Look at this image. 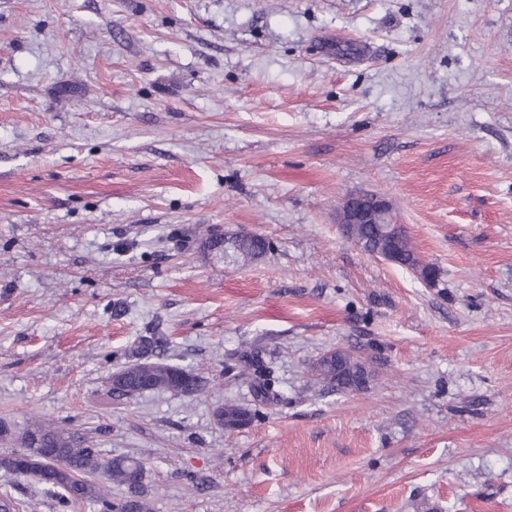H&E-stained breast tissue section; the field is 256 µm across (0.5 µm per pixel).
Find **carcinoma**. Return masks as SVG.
I'll use <instances>...</instances> for the list:
<instances>
[{"mask_svg": "<svg viewBox=\"0 0 512 512\" xmlns=\"http://www.w3.org/2000/svg\"><path fill=\"white\" fill-rule=\"evenodd\" d=\"M261 235H241L231 239L233 256L247 257L259 249ZM166 342L160 336H143L129 349L130 361L122 366L131 378L127 397L135 398L151 391H172L188 398L204 389L202 380L187 369L164 359ZM316 379L338 392L360 389L365 366L350 354L337 363L314 368ZM228 429L252 423L256 411L229 402L224 406ZM0 440L13 449L0 455V468L12 473L24 472L25 478L45 486L57 496L63 510L89 503L95 512H151L145 486L146 465H136L126 455L104 457L86 438L73 428L53 421L17 428L0 425ZM57 454L64 461L60 468L52 459ZM125 490L119 500L112 499V486Z\"/></svg>", "mask_w": 512, "mask_h": 512, "instance_id": "1", "label": "carcinoma"}]
</instances>
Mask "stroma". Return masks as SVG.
Returning a JSON list of instances; mask_svg holds the SVG:
<instances>
[{"instance_id": "35a3bbf8", "label": "stroma", "mask_w": 512, "mask_h": 512, "mask_svg": "<svg viewBox=\"0 0 512 512\" xmlns=\"http://www.w3.org/2000/svg\"><path fill=\"white\" fill-rule=\"evenodd\" d=\"M363 193L435 283L343 237ZM153 335L204 392L107 399ZM336 349L367 389L314 383ZM43 418L151 512H512V0H0V420ZM225 415L227 416L228 429L232 430L250 425L256 417V410L238 403L229 402L225 403L224 406Z\"/></svg>"}]
</instances>
